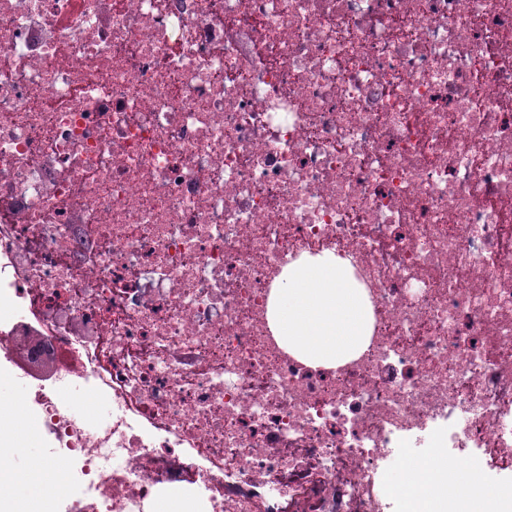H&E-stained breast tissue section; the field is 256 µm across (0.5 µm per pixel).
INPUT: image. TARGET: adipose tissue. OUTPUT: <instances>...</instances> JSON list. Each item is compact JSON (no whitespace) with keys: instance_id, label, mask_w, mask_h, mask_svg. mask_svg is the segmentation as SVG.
<instances>
[{"instance_id":"1","label":"adipose tissue","mask_w":512,"mask_h":512,"mask_svg":"<svg viewBox=\"0 0 512 512\" xmlns=\"http://www.w3.org/2000/svg\"><path fill=\"white\" fill-rule=\"evenodd\" d=\"M361 298L336 263L289 272L275 289L269 316L289 349L314 361L351 355L365 333Z\"/></svg>"}]
</instances>
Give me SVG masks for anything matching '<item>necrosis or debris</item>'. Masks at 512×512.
Here are the masks:
<instances>
[{"instance_id": "obj_1", "label": "necrosis or debris", "mask_w": 512, "mask_h": 512, "mask_svg": "<svg viewBox=\"0 0 512 512\" xmlns=\"http://www.w3.org/2000/svg\"><path fill=\"white\" fill-rule=\"evenodd\" d=\"M22 419L45 512H512V0H0V472ZM361 298L331 260L289 271L275 289L269 316L288 348L314 361L351 355L365 336Z\"/></svg>"}]
</instances>
